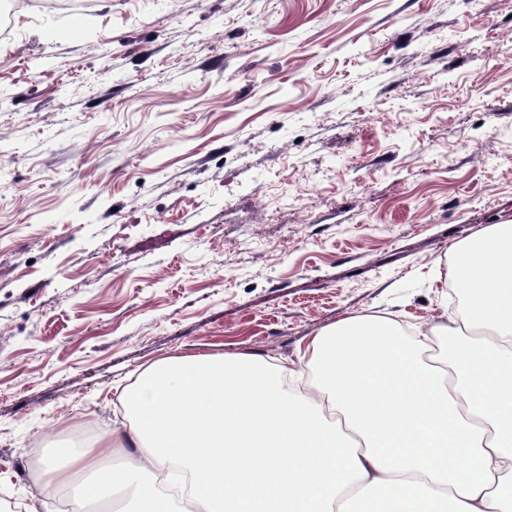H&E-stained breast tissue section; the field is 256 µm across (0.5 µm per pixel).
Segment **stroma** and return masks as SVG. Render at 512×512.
<instances>
[{
  "mask_svg": "<svg viewBox=\"0 0 512 512\" xmlns=\"http://www.w3.org/2000/svg\"><path fill=\"white\" fill-rule=\"evenodd\" d=\"M512 224V0H93L0 37V512L169 356L446 322Z\"/></svg>",
  "mask_w": 512,
  "mask_h": 512,
  "instance_id": "obj_1",
  "label": "stroma"
}]
</instances>
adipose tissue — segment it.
<instances>
[{"label": "adipose tissue", "mask_w": 512, "mask_h": 512, "mask_svg": "<svg viewBox=\"0 0 512 512\" xmlns=\"http://www.w3.org/2000/svg\"><path fill=\"white\" fill-rule=\"evenodd\" d=\"M451 324L410 338L357 314L297 360L168 357L124 389L129 418L50 464L119 512H512V225L461 245ZM445 346L432 359L431 339Z\"/></svg>", "instance_id": "obj_1"}]
</instances>
